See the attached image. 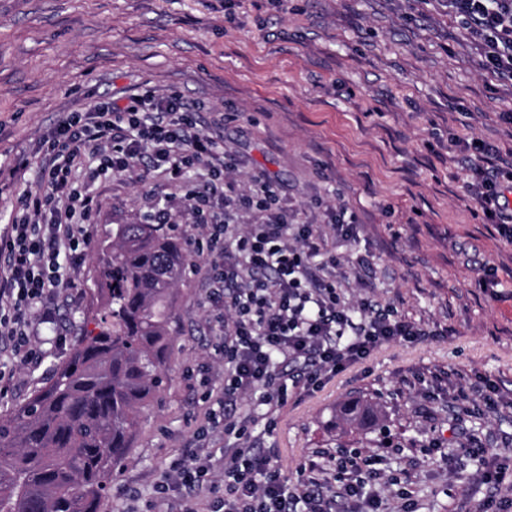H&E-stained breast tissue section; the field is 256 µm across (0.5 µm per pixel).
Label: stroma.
Masks as SVG:
<instances>
[{"label": "stroma", "mask_w": 512, "mask_h": 512, "mask_svg": "<svg viewBox=\"0 0 512 512\" xmlns=\"http://www.w3.org/2000/svg\"><path fill=\"white\" fill-rule=\"evenodd\" d=\"M178 88L209 112H237L224 144L240 183L263 171L285 198L347 205L356 243L337 242L336 279L348 302L371 297L426 329L390 342L313 393L289 389L267 430L259 395L242 405L251 440L284 476L311 452L343 447L372 457L381 475L346 512H512V242L501 238L467 190L470 162L454 144L469 134L512 163V85L482 67L480 46L446 0H0V166L36 158L62 113L141 86ZM158 181L122 174L96 185L93 244L112 225L143 219ZM177 288L175 348L160 402L146 410L128 462L98 512H160L155 489L204 418L198 381L213 360L204 269ZM57 303L66 332L38 325L34 355L19 361L0 414L25 401L63 361L83 329L91 260L67 271ZM492 384L488 412L477 394ZM373 397L382 425L357 431L337 418L351 395ZM501 469L497 488L479 476Z\"/></svg>", "instance_id": "35a3bbf8"}]
</instances>
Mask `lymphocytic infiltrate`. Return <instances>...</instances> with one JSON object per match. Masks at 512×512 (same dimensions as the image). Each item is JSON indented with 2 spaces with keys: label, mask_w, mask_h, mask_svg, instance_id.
I'll use <instances>...</instances> for the list:
<instances>
[{
  "label": "lymphocytic infiltrate",
  "mask_w": 512,
  "mask_h": 512,
  "mask_svg": "<svg viewBox=\"0 0 512 512\" xmlns=\"http://www.w3.org/2000/svg\"><path fill=\"white\" fill-rule=\"evenodd\" d=\"M448 6L481 46L484 68L512 82V0H448ZM200 112L177 90L146 87L123 105L63 113L40 140L37 189L26 186V158L0 169V184L20 191L0 231V343L27 361L32 323H55L54 301L65 283L60 260L75 268L84 259L101 175L161 177L172 192L153 200L149 218L171 223L178 202L196 224L191 247L207 256L214 352L228 366L223 386L202 393L206 420L191 446L170 461L161 499L172 500L169 512H338L342 502L362 495L365 480L377 478L371 458L318 451L300 465L296 484L287 485L272 456L253 447L252 416L233 409L259 388L265 405L278 408L287 400V383L316 391L325 375L381 344L415 341L424 330L376 300L345 301L336 281L340 261L327 253L323 230L355 241L359 220L349 208L315 201L324 215L318 226L267 174L238 184V158ZM456 145L474 161L471 191L485 223L511 242L512 199L502 189L497 149L475 138ZM217 431L233 441L225 462L207 444ZM219 470L224 477L217 482Z\"/></svg>",
  "instance_id": "lymphocytic-infiltrate-1"
}]
</instances>
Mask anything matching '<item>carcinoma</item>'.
<instances>
[{
	"label": "carcinoma",
	"mask_w": 512,
	"mask_h": 512,
	"mask_svg": "<svg viewBox=\"0 0 512 512\" xmlns=\"http://www.w3.org/2000/svg\"><path fill=\"white\" fill-rule=\"evenodd\" d=\"M93 261L99 331L80 334L44 386L0 415V512H97L168 379L175 291L192 256L164 224H114ZM339 416L362 428L379 411L353 399Z\"/></svg>",
	"instance_id": "carcinoma-1"
}]
</instances>
